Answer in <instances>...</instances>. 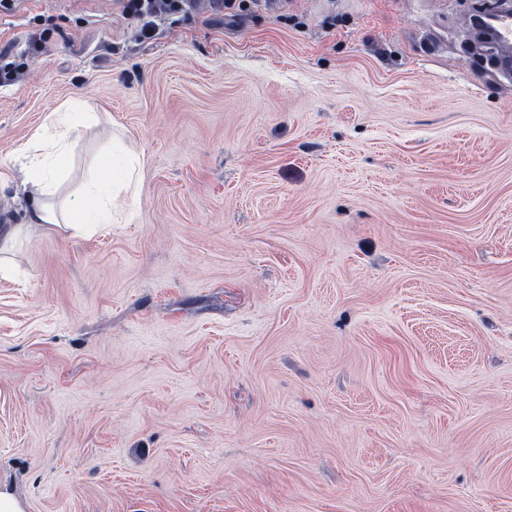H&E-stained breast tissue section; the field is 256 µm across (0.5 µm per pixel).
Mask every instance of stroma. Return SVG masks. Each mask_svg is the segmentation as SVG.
<instances>
[{
	"label": "stroma",
	"instance_id": "1",
	"mask_svg": "<svg viewBox=\"0 0 512 512\" xmlns=\"http://www.w3.org/2000/svg\"><path fill=\"white\" fill-rule=\"evenodd\" d=\"M484 0H251L137 35L0 6V225L74 102L63 191L137 188L0 277V490L25 512H512V69ZM54 27L52 49L29 50Z\"/></svg>",
	"mask_w": 512,
	"mask_h": 512
}]
</instances>
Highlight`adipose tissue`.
Instances as JSON below:
<instances>
[{"label": "adipose tissue", "mask_w": 512, "mask_h": 512, "mask_svg": "<svg viewBox=\"0 0 512 512\" xmlns=\"http://www.w3.org/2000/svg\"><path fill=\"white\" fill-rule=\"evenodd\" d=\"M93 112L71 106L57 113V134L51 135L42 158L21 163L20 183L27 192L26 220L0 226V274L12 263L19 239L31 233L63 237L80 235L96 224L112 221V200L129 189L137 177L138 159L107 154L100 158L92 180L79 192L62 195V184L72 171L74 144L70 132L97 124Z\"/></svg>", "instance_id": "obj_1"}]
</instances>
